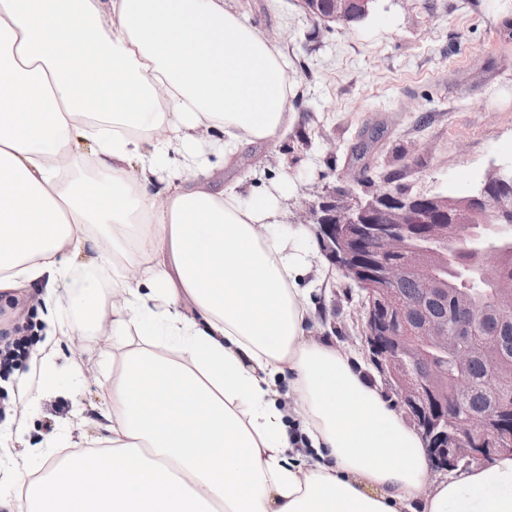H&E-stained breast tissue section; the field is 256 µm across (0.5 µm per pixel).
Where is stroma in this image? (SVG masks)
Instances as JSON below:
<instances>
[{
    "label": "stroma",
    "mask_w": 512,
    "mask_h": 512,
    "mask_svg": "<svg viewBox=\"0 0 512 512\" xmlns=\"http://www.w3.org/2000/svg\"><path fill=\"white\" fill-rule=\"evenodd\" d=\"M271 36L294 87L295 122L287 139L250 144L231 162L215 159L214 186L263 172L292 186L285 223L325 188L354 185L360 196L391 173L412 193L460 196L495 166L512 165V0H373L356 24L311 19L300 0H229ZM381 130L378 165L356 182L350 148ZM314 336H332L361 356L356 289L335 266L308 297ZM111 334L84 329L49 366L51 385L18 406L23 434L14 448H88L98 436L77 410L103 401L100 363Z\"/></svg>",
    "instance_id": "1"
}]
</instances>
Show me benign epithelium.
Listing matches in <instances>:
<instances>
[{"mask_svg":"<svg viewBox=\"0 0 512 512\" xmlns=\"http://www.w3.org/2000/svg\"><path fill=\"white\" fill-rule=\"evenodd\" d=\"M368 0H326V10L316 8L319 0H303L307 14L322 22L342 21L365 8ZM504 181L500 169L487 175V183L465 199L441 193L410 194L383 181L368 199L350 190H334L305 208V224L318 225L323 250L341 274L364 292L356 318L357 336L366 359L379 370L386 394L406 418L413 419L429 448L434 466L451 472L459 466L512 455V424L506 412L493 404L481 413L463 412L453 419L441 409L437 392L445 369L430 361L429 351L451 354L459 372H464L474 355L465 342L475 319L489 301L477 297L457 307L446 319L431 312V300L398 303L394 297L408 269L434 280L448 264V255L435 249L416 251L410 246L418 236L430 244L452 239L474 245L479 237L475 224L448 220L451 212L476 217L491 215L497 221L498 244L472 248L479 260L482 279L501 281L498 263L488 257L512 249L504 235L512 226V197L489 191V183Z\"/></svg>","mask_w":512,"mask_h":512,"instance_id":"7a95c632","label":"benign epithelium"}]
</instances>
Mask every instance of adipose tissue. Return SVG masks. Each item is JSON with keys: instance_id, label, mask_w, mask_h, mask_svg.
Returning a JSON list of instances; mask_svg holds the SVG:
<instances>
[{"instance_id": "obj_1", "label": "adipose tissue", "mask_w": 512, "mask_h": 512, "mask_svg": "<svg viewBox=\"0 0 512 512\" xmlns=\"http://www.w3.org/2000/svg\"><path fill=\"white\" fill-rule=\"evenodd\" d=\"M56 4L77 26L51 30ZM88 28L137 106L90 111L60 66L54 37ZM292 94L278 47L224 0H0V305L38 289L40 360L82 329L68 303L125 348L93 418L104 451L37 474L36 448L7 454L0 512H512V456L434 477L421 435L353 358L307 337L300 283L321 257L304 229H280L289 182L207 180L209 149L287 136ZM78 137L104 175L96 205L70 175ZM100 224L134 225V251ZM165 338L177 358L156 354ZM162 380L202 407L198 426L132 411L134 386Z\"/></svg>"}]
</instances>
